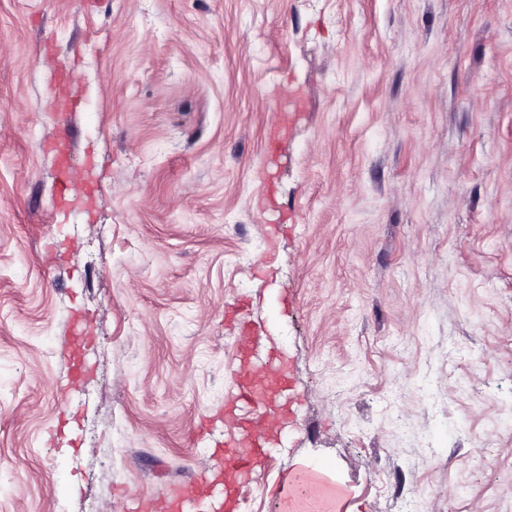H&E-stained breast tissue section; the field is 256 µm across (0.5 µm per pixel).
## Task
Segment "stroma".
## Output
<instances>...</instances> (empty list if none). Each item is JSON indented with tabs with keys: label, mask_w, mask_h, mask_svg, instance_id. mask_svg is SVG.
<instances>
[{
	"label": "stroma",
	"mask_w": 512,
	"mask_h": 512,
	"mask_svg": "<svg viewBox=\"0 0 512 512\" xmlns=\"http://www.w3.org/2000/svg\"><path fill=\"white\" fill-rule=\"evenodd\" d=\"M258 317L248 512H512V0H0V512L207 469ZM266 334L262 324L258 321L246 323L238 336L239 350H248L252 363L248 369L238 371L234 383L225 391V399L234 403L259 405L261 413L270 409V393H283L288 390L285 378L268 376V361L258 353L259 345L264 341ZM339 489L330 487L317 468H308L290 475L288 490L285 492L282 505L285 512H304L305 506L319 498L338 496Z\"/></svg>",
	"instance_id": "stroma-1"
}]
</instances>
